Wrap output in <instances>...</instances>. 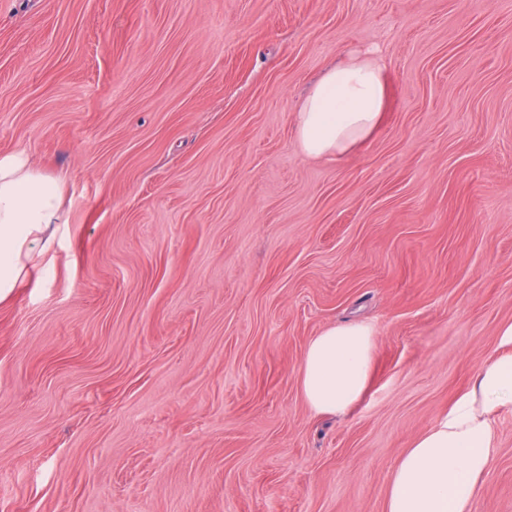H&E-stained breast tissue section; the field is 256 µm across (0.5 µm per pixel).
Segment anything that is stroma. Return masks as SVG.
Here are the masks:
<instances>
[{
    "mask_svg": "<svg viewBox=\"0 0 512 512\" xmlns=\"http://www.w3.org/2000/svg\"><path fill=\"white\" fill-rule=\"evenodd\" d=\"M389 107L295 141L355 51ZM61 179L0 303V512H384L393 465L512 321V0H0V153ZM375 330L364 399L298 387ZM474 512H512V412ZM386 105L385 67L371 52L328 70L300 106L296 142L310 158L336 159L372 137ZM374 349V328L365 322L326 327L308 343L298 383L316 415H344L366 392Z\"/></svg>",
    "mask_w": 512,
    "mask_h": 512,
    "instance_id": "obj_1",
    "label": "stroma"
}]
</instances>
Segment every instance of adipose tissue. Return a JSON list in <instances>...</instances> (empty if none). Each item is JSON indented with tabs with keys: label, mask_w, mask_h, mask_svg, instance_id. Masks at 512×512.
<instances>
[{
	"label": "adipose tissue",
	"mask_w": 512,
	"mask_h": 512,
	"mask_svg": "<svg viewBox=\"0 0 512 512\" xmlns=\"http://www.w3.org/2000/svg\"><path fill=\"white\" fill-rule=\"evenodd\" d=\"M386 105L385 67L370 52L328 70L300 106L296 142L310 158L336 159L372 137ZM66 217L59 179L22 151L0 153V301L48 262ZM499 355L477 373L394 465L385 512H473L480 479L497 452L495 416L512 411V322L499 326ZM374 328L326 327L308 343L298 383L317 415L348 413L366 392Z\"/></svg>",
	"instance_id": "obj_1"
}]
</instances>
